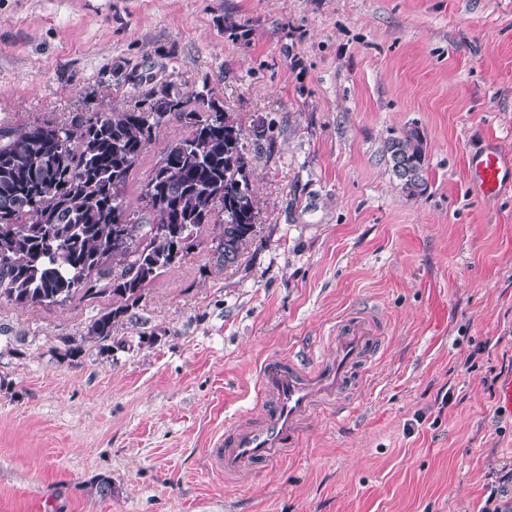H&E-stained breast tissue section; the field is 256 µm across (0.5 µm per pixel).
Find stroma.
<instances>
[{
	"label": "stroma",
	"instance_id": "1",
	"mask_svg": "<svg viewBox=\"0 0 512 512\" xmlns=\"http://www.w3.org/2000/svg\"><path fill=\"white\" fill-rule=\"evenodd\" d=\"M164 83L237 116L256 235L226 269L193 239L104 342L86 334L111 297L0 300V512H512V188L478 197L467 175L487 144L512 157V0H0V125L122 112ZM413 127L416 198L382 153ZM184 131L158 130L130 207ZM365 311L382 359L351 413L313 415L243 481L213 473L263 362L330 360Z\"/></svg>",
	"mask_w": 512,
	"mask_h": 512
}]
</instances>
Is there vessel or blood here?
Listing matches in <instances>:
<instances>
[{"instance_id":"vessel-or-blood-1","label":"vessel or blood","mask_w":512,"mask_h":512,"mask_svg":"<svg viewBox=\"0 0 512 512\" xmlns=\"http://www.w3.org/2000/svg\"><path fill=\"white\" fill-rule=\"evenodd\" d=\"M469 180L481 193L490 194L512 181V159L488 149L471 154ZM375 320L359 315L336 327L334 358L318 368L295 356L265 361L257 389L260 412L226 430L214 442L210 465L228 481L290 456L303 433L304 423L318 410L329 407L336 415L350 409L346 397L356 373L377 360Z\"/></svg>"}]
</instances>
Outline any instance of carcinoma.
I'll list each match as a JSON object with an SVG mask.
<instances>
[{
    "instance_id": "obj_1",
    "label": "carcinoma",
    "mask_w": 512,
    "mask_h": 512,
    "mask_svg": "<svg viewBox=\"0 0 512 512\" xmlns=\"http://www.w3.org/2000/svg\"><path fill=\"white\" fill-rule=\"evenodd\" d=\"M195 99L203 108L188 111L162 85L124 112L77 116L68 127L0 128V299L49 306L107 293L112 309L88 328V338L105 341L162 271L184 259L180 240L217 227L215 263L238 262L256 234L252 159L234 113L211 121L217 100ZM173 116L187 132L168 145L132 211L130 175ZM382 153L408 196L424 191L419 129L389 137Z\"/></svg>"
}]
</instances>
